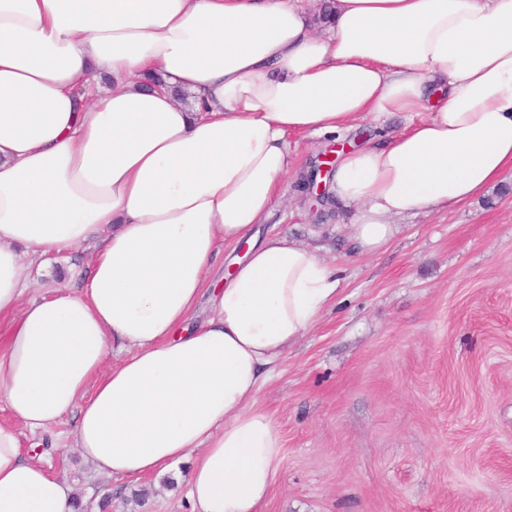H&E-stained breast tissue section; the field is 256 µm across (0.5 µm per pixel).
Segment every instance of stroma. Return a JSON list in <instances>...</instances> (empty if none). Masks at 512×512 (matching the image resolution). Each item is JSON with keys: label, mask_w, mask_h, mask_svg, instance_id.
<instances>
[{"label": "stroma", "mask_w": 512, "mask_h": 512, "mask_svg": "<svg viewBox=\"0 0 512 512\" xmlns=\"http://www.w3.org/2000/svg\"><path fill=\"white\" fill-rule=\"evenodd\" d=\"M457 208L403 219L384 251L353 252L341 210L315 217L293 187L259 236L321 245L335 303L259 393L286 446L261 512H512V170ZM91 252L34 270L36 299L79 286ZM74 420L24 435L83 512H191L160 473L115 481L78 454Z\"/></svg>", "instance_id": "1"}]
</instances>
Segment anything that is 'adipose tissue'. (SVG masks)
Listing matches in <instances>:
<instances>
[{"mask_svg": "<svg viewBox=\"0 0 512 512\" xmlns=\"http://www.w3.org/2000/svg\"><path fill=\"white\" fill-rule=\"evenodd\" d=\"M329 13L318 28L304 0H0V512H80L18 434L69 416L100 473L186 461L192 512H259L285 455L259 388L340 287L322 247L255 232L292 137L404 116L327 183L367 255L512 169V0ZM78 246L81 285L25 301L32 262Z\"/></svg>", "mask_w": 512, "mask_h": 512, "instance_id": "adipose-tissue-1", "label": "adipose tissue"}]
</instances>
